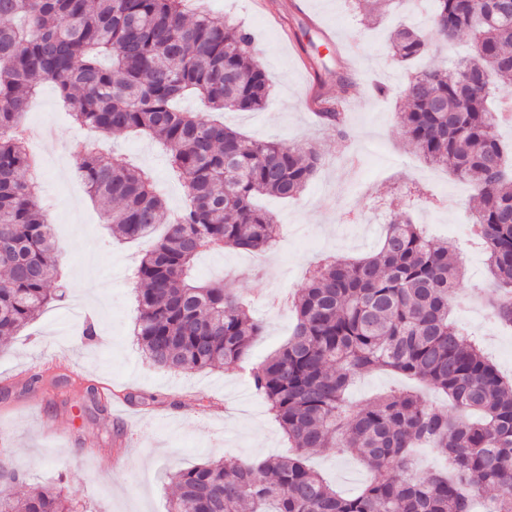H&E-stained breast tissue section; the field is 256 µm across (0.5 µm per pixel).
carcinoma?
<instances>
[{
  "mask_svg": "<svg viewBox=\"0 0 512 512\" xmlns=\"http://www.w3.org/2000/svg\"><path fill=\"white\" fill-rule=\"evenodd\" d=\"M188 0H0V338L17 335L65 296L50 224L29 178L33 162L17 129L41 84L59 92L73 121L104 135L142 132L165 146L191 204L169 215L152 174L85 146L77 170L104 223L125 240L166 233L133 270L134 335L156 366L175 371L243 366L263 325L225 283L201 284L195 258L226 247L269 251L282 225L254 200L298 197L321 163L314 149L256 141L213 118L255 112L271 80L252 34ZM429 35L401 25L390 36L400 62L466 35L485 68L426 66L407 78L397 118L425 161L443 166L478 199V238L494 293L489 311L512 327V169L495 128L500 98L512 110V13L480 23L495 0H433ZM188 96L208 111L184 112ZM319 121L349 137L338 103ZM463 267L409 219L387 225L379 248L319 263L289 297L296 324L287 344L249 371L251 384L296 448L263 461L208 460L173 474L169 512H512V378L503 376L450 318ZM384 369L445 394L448 413L418 388L356 408L346 390ZM417 448L449 470L413 474ZM355 452L377 476L343 497L306 463L314 450ZM7 485L25 469L0 460ZM0 512H79L53 485L18 499L0 487Z\"/></svg>",
  "mask_w": 512,
  "mask_h": 512,
  "instance_id": "cac0c4a2",
  "label": "carcinoma"
}]
</instances>
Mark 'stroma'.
I'll return each instance as SVG.
<instances>
[{"label":"stroma","mask_w":512,"mask_h":512,"mask_svg":"<svg viewBox=\"0 0 512 512\" xmlns=\"http://www.w3.org/2000/svg\"><path fill=\"white\" fill-rule=\"evenodd\" d=\"M208 0L215 14L249 30L256 57L272 82L264 109L224 113L225 125L259 140L317 149L322 163L298 199H262L284 226L278 250L266 255L264 276H256L247 254L231 249L199 257L204 280L229 278L250 301L264 330L252 344L248 363L258 366L289 339L292 309H267L263 296L303 288L309 268L323 252L357 258L379 246L382 224L343 227L346 215L379 203L384 221L410 218L425 225L432 240L449 241L466 267L458 297L487 289L489 277L477 238H457L455 228L471 218L472 206L425 213L419 194L454 199L464 187L446 170L419 158L396 122L398 87L407 67L388 48L401 22L425 26L407 0L383 16L365 17L354 0ZM338 24L334 43L298 33L300 18ZM353 70L360 83L343 96L350 138L339 142L332 130L302 108L312 91L341 96L338 71ZM24 121L51 125L49 148L56 157L38 201L53 230L66 273L63 301L47 306L17 336L0 340V443L8 455L28 465V477L13 485L16 494L63 476V493L85 512H167L172 475L209 459L226 456L262 460L285 454L288 441L268 413L244 370L177 372L151 366L133 336L137 314L132 272L151 249L152 239L113 238L97 203L75 175L68 144L81 136L53 85L30 102ZM102 152L125 158L152 172L169 211L179 206L183 185L165 148L144 135L106 136ZM457 324L478 340L499 371L512 377V333L499 331L486 312L454 308ZM97 324L96 341H86V320ZM96 385L101 403L87 402L84 388ZM308 464L338 492L356 493L373 477L357 458L314 451Z\"/></svg>","instance_id":"35a3bbf8"}]
</instances>
